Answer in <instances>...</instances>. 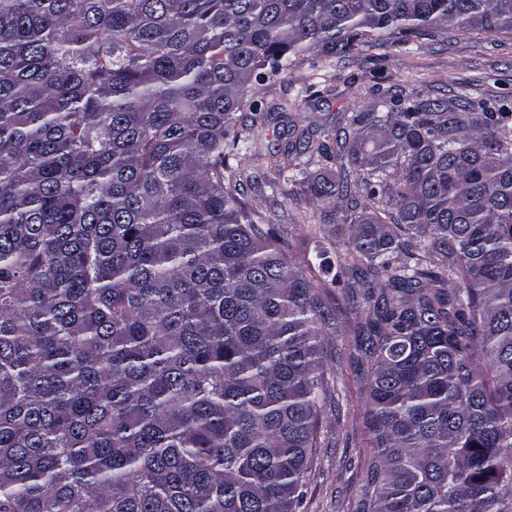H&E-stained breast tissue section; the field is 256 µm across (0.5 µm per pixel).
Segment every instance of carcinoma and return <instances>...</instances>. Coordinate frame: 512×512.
<instances>
[{"mask_svg":"<svg viewBox=\"0 0 512 512\" xmlns=\"http://www.w3.org/2000/svg\"><path fill=\"white\" fill-rule=\"evenodd\" d=\"M450 27L512 0H0V512H296L353 310L357 512H512V103L389 90L284 148L357 226L346 308L227 164L302 54Z\"/></svg>","mask_w":512,"mask_h":512,"instance_id":"obj_1","label":"carcinoma"}]
</instances>
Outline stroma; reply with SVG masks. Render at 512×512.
Listing matches in <instances>:
<instances>
[{
	"label": "stroma",
	"mask_w": 512,
	"mask_h": 512,
	"mask_svg": "<svg viewBox=\"0 0 512 512\" xmlns=\"http://www.w3.org/2000/svg\"><path fill=\"white\" fill-rule=\"evenodd\" d=\"M406 88L430 98L471 100L512 99V37L477 31L453 32L422 42L419 49L384 55L382 49L362 47L347 56L325 59L319 51L301 55L285 76L262 92L260 118L243 110L247 135L261 154L282 150L291 137L290 125L318 135L333 131L345 112H359L377 90ZM260 209L288 233L291 263L314 256L315 224L323 222L312 206L298 208L279 188L249 191ZM330 258L341 255L352 235L349 224H324ZM353 336L342 329L322 340L321 357L337 398L322 417L319 464L310 477L301 512H356L371 449L363 426L366 394L352 364Z\"/></svg>",
	"instance_id": "35a3bbf8"
}]
</instances>
